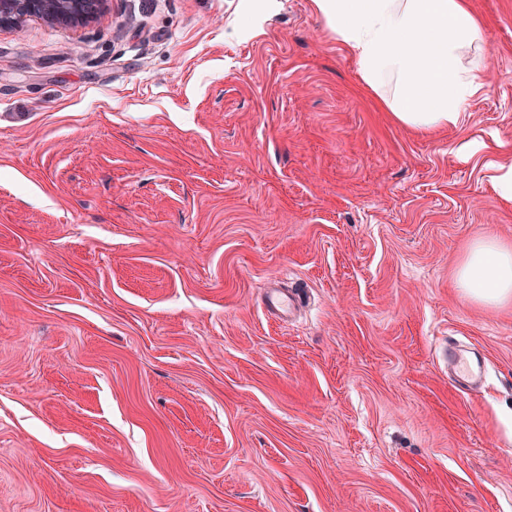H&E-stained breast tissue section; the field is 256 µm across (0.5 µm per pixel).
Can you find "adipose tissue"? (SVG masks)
I'll list each match as a JSON object with an SVG mask.
<instances>
[{"label": "adipose tissue", "instance_id": "1", "mask_svg": "<svg viewBox=\"0 0 512 512\" xmlns=\"http://www.w3.org/2000/svg\"><path fill=\"white\" fill-rule=\"evenodd\" d=\"M353 58L365 87L396 123L429 132L458 126L484 87L485 31L467 0H312ZM463 294L487 307L512 304V246L484 236L456 270Z\"/></svg>", "mask_w": 512, "mask_h": 512}]
</instances>
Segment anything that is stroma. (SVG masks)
<instances>
[{"mask_svg":"<svg viewBox=\"0 0 512 512\" xmlns=\"http://www.w3.org/2000/svg\"><path fill=\"white\" fill-rule=\"evenodd\" d=\"M469 3L484 88L434 133L311 0L0 29V512H512V305L455 280L512 244V0ZM498 162H492L491 167L495 174L493 180L501 193L512 199V152L508 151L499 156ZM280 278L270 279L269 288H264L263 303L268 316L286 322L296 312L302 300L299 288H280ZM440 356L445 363H449L450 369L459 383L472 382L481 377L482 365L472 366L468 359V351L456 345L448 344L440 350Z\"/></svg>","mask_w":512,"mask_h":512,"instance_id":"stroma-1","label":"stroma"}]
</instances>
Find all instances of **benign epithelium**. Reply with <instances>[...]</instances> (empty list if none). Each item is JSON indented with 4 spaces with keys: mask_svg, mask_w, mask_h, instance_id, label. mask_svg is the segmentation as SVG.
<instances>
[{
    "mask_svg": "<svg viewBox=\"0 0 512 512\" xmlns=\"http://www.w3.org/2000/svg\"><path fill=\"white\" fill-rule=\"evenodd\" d=\"M104 2L105 0H0V28H20L31 18L63 25H82L97 18Z\"/></svg>",
    "mask_w": 512,
    "mask_h": 512,
    "instance_id": "7a95c632",
    "label": "benign epithelium"
}]
</instances>
